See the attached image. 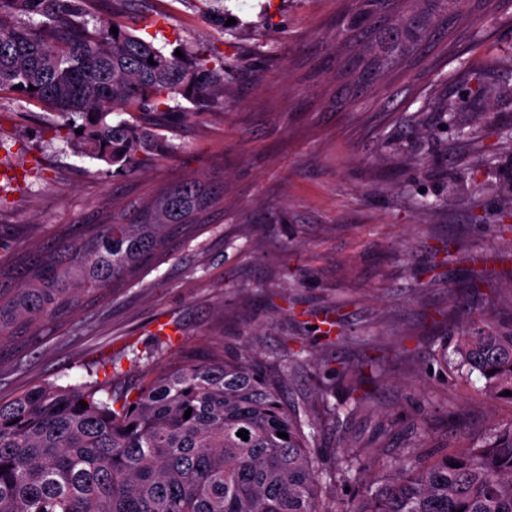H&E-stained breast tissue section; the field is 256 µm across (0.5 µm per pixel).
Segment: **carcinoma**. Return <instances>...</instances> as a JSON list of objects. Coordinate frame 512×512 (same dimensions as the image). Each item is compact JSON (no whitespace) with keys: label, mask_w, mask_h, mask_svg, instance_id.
<instances>
[{"label":"carcinoma","mask_w":512,"mask_h":512,"mask_svg":"<svg viewBox=\"0 0 512 512\" xmlns=\"http://www.w3.org/2000/svg\"><path fill=\"white\" fill-rule=\"evenodd\" d=\"M392 2L355 0L346 38L363 36ZM86 3L0 0V91L59 114L69 133L80 130L85 155L131 172L137 154L164 157L172 146L123 115L171 113L177 96L224 104V59L187 47L179 57L122 25L116 36L108 25L91 27ZM395 21L403 38L394 54L362 60L346 86L397 66L427 39L416 16ZM114 113L121 119H109ZM222 199V188L187 179L132 218L114 216L0 267V345L139 278ZM455 354L479 372L486 395L512 402L503 395L512 392V326H466ZM339 385L338 419L361 407L359 374L343 370ZM306 426L308 411L286 405L276 379L247 353L182 362L134 394L98 380L35 384L0 400V512H512V421L427 464L403 459L340 507L323 489L368 475L381 450L346 449L323 470Z\"/></svg>","instance_id":"carcinoma-1"}]
</instances>
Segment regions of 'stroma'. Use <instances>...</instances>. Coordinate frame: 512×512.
<instances>
[{
    "mask_svg": "<svg viewBox=\"0 0 512 512\" xmlns=\"http://www.w3.org/2000/svg\"><path fill=\"white\" fill-rule=\"evenodd\" d=\"M87 0L90 24L141 28L157 44L222 57L223 106L162 121L165 158L134 173L81 154L61 116L0 92V263L142 206L197 177L224 208L197 237L63 326L0 346V398L40 382L118 373L137 388L185 358L254 353L290 404L307 406L326 464L374 442L383 460L459 449L512 421L456 365L468 322L512 323V7L448 11L452 36L336 105L351 61L347 0ZM344 334L327 343L325 331ZM367 403L336 421L341 368Z\"/></svg>",
    "mask_w": 512,
    "mask_h": 512,
    "instance_id": "1",
    "label": "stroma"
}]
</instances>
